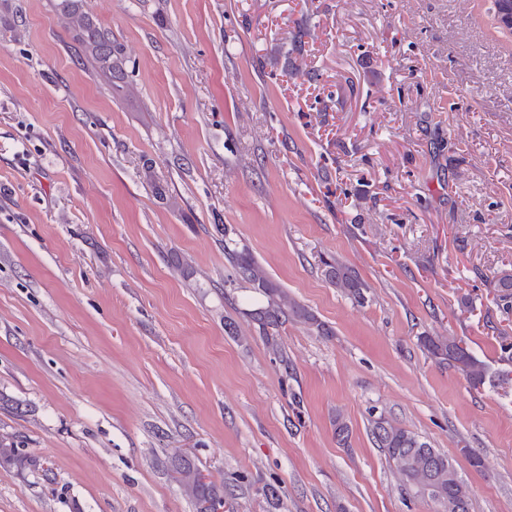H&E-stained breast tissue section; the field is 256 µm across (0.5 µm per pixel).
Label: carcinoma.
<instances>
[{"mask_svg": "<svg viewBox=\"0 0 512 512\" xmlns=\"http://www.w3.org/2000/svg\"><path fill=\"white\" fill-rule=\"evenodd\" d=\"M54 10L58 23L73 35L94 72L108 82L111 93H126L119 49L112 43V35L85 8V0H55ZM215 228L224 235V255L238 278L266 299L263 306L253 310L252 320L257 324L259 335L281 358V362L285 363L287 359L278 336L279 329L286 323L300 322L320 336L332 335L324 323L288 296L247 247L237 246L230 237L231 228L225 224H217ZM321 267L325 279L332 286L359 303L365 302L366 286L341 259L323 257ZM490 284L496 291V299L507 304L512 302V274L504 273ZM419 344L430 357L455 367L474 390L483 388L490 379L488 366L473 356L461 339L427 335L419 337ZM370 433L376 447L392 462L407 493L432 502L439 512H469V490L459 479L447 455L394 419L382 413L376 414L374 409L370 411ZM180 483L185 494L197 500L199 512L224 506L223 496L204 492L208 483L200 471L184 470Z\"/></svg>", "mask_w": 512, "mask_h": 512, "instance_id": "obj_1", "label": "carcinoma"}]
</instances>
